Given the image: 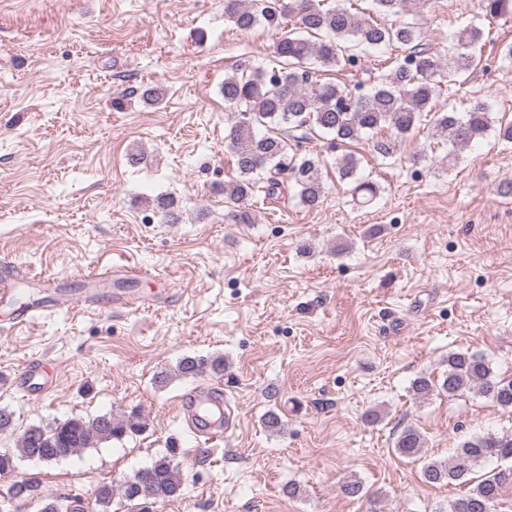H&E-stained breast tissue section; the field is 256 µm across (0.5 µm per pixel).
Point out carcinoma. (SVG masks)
Instances as JSON below:
<instances>
[{
  "label": "carcinoma",
  "instance_id": "1",
  "mask_svg": "<svg viewBox=\"0 0 512 512\" xmlns=\"http://www.w3.org/2000/svg\"><path fill=\"white\" fill-rule=\"evenodd\" d=\"M324 0H224V19L236 29L258 26L276 31L272 63L257 66L240 59L224 77L221 93L231 109L228 146L236 158L238 178L224 184V196L233 209L228 217L238 224L252 222L250 197L257 184L265 194L276 196L291 188L300 203L313 209L324 195L323 160L303 148L319 138L332 137L337 145L365 142L383 158H391L401 144L428 116H434L433 135L451 144L448 165L462 151L491 130L500 140L512 143V120L494 117L487 103L476 101L468 111H448L438 104L442 86L453 84L477 62L475 47L482 31L470 23L454 32L455 55L446 66L424 42L417 21L400 16L411 11L422 15L433 0H370L367 14L359 15L336 0L328 8ZM486 16L512 19V0H484ZM398 17L386 23L379 19ZM402 49L386 73L368 74L354 88L322 80L325 72L344 71L361 65L371 50ZM358 158L349 153L336 158L340 181L350 185L354 200L371 203L377 195L373 183L357 176ZM176 372L182 377L224 373V358L184 357ZM420 399L434 393L450 397L472 392L502 407H512V381L497 378L488 360L478 354L453 352L448 369L435 379L425 374L412 382ZM147 428L145 418L132 412L122 418L110 413L84 418L74 416L52 426L29 427L13 448L0 450V479L13 476L22 459L55 462L80 454L101 442L120 441ZM425 439L413 427H404L394 441L402 458L423 462L421 474L429 484L453 482L468 487L452 502L450 512H493L504 486L512 483V465L481 476L476 470L491 459L512 462V433L486 434L463 441L446 462L425 455ZM181 449L173 447L144 468L137 481L114 487L99 485L94 495L96 512H109L112 497L121 494L132 512H154L157 505L178 497L182 481L175 459ZM12 498L33 502L37 512H79L77 496L47 497L39 480L29 477L12 483Z\"/></svg>",
  "mask_w": 512,
  "mask_h": 512
}]
</instances>
